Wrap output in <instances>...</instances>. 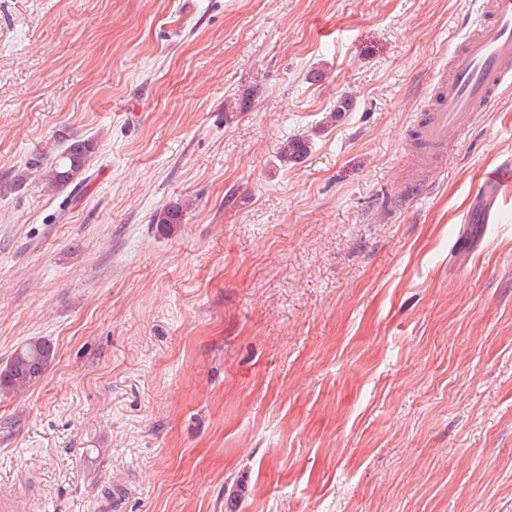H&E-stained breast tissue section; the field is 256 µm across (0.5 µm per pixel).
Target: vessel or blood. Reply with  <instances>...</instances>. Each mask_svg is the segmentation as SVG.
Masks as SVG:
<instances>
[{
	"mask_svg": "<svg viewBox=\"0 0 512 512\" xmlns=\"http://www.w3.org/2000/svg\"><path fill=\"white\" fill-rule=\"evenodd\" d=\"M440 82L435 105L416 129L425 161H432L452 137L470 129L478 113L512 88V0H479L478 16L466 23ZM512 172H488L483 183L485 210H492Z\"/></svg>",
	"mask_w": 512,
	"mask_h": 512,
	"instance_id": "b4317fda",
	"label": "vessel or blood"
}]
</instances>
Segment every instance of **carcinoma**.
<instances>
[{
  "mask_svg": "<svg viewBox=\"0 0 512 512\" xmlns=\"http://www.w3.org/2000/svg\"><path fill=\"white\" fill-rule=\"evenodd\" d=\"M97 142L92 137L63 139L51 162L42 165L40 160L31 163L41 169L42 179L55 190H62L81 180L90 158L96 153ZM311 150V141L304 134L293 135L278 148L277 158L285 166L301 163ZM188 204L183 201L166 206L154 218V223L170 229L183 223ZM55 361L53 344L42 337L31 338L21 345L4 367L0 368V393H21L42 379Z\"/></svg>",
  "mask_w": 512,
  "mask_h": 512,
  "instance_id": "obj_1",
  "label": "carcinoma"
}]
</instances>
